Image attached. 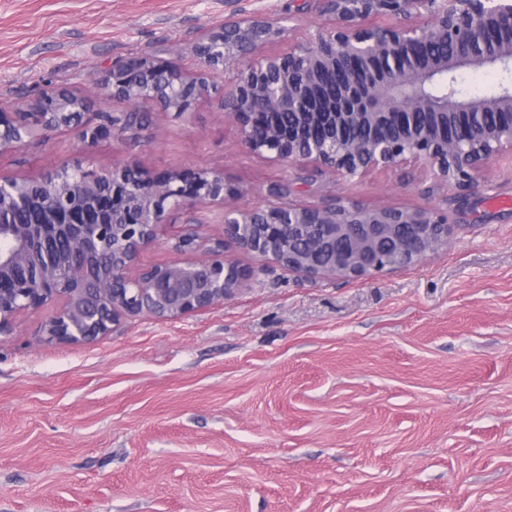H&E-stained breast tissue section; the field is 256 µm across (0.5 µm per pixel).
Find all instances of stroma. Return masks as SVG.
<instances>
[{
	"label": "stroma",
	"instance_id": "obj_1",
	"mask_svg": "<svg viewBox=\"0 0 512 512\" xmlns=\"http://www.w3.org/2000/svg\"><path fill=\"white\" fill-rule=\"evenodd\" d=\"M251 14L323 23L316 0H0V109L84 93L140 54L199 68L193 45ZM138 109L111 140L52 131L0 172L193 167L235 188L224 206H436L448 246L317 282L230 246L254 271L234 297L84 344L45 339L52 306L21 313L0 338V512H512V158L462 191L416 172L345 181L252 152L217 103ZM223 208L172 211L140 265L172 259L185 225L217 233Z\"/></svg>",
	"mask_w": 512,
	"mask_h": 512
}]
</instances>
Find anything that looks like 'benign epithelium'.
<instances>
[{
	"label": "benign epithelium",
	"instance_id": "benign-epithelium-1",
	"mask_svg": "<svg viewBox=\"0 0 512 512\" xmlns=\"http://www.w3.org/2000/svg\"><path fill=\"white\" fill-rule=\"evenodd\" d=\"M326 29L313 38L261 17L224 22L193 47L206 72L139 55L112 65L85 95L42 94L0 111V154L78 123L93 146L132 123L90 112L91 98L153 102L186 114L217 89L248 148L278 163L350 180L375 170H420L442 188H465L495 158L512 155V0H318ZM288 47L267 53V44ZM441 45L443 50L421 54ZM491 67V93H467L465 72ZM295 117L280 122L283 114ZM494 114L492 124L474 118ZM235 190L204 169L146 172L78 162L37 179L0 174V337L17 315L59 308L43 334L61 344L107 336L126 316L178 318L235 295L253 271L224 258L225 246L306 278L363 280L410 266L448 246V215L431 206L369 208L351 196L322 207L224 208L210 257L188 235L161 265L136 266L169 211L224 203ZM33 205L36 224L10 214Z\"/></svg>",
	"mask_w": 512,
	"mask_h": 512
}]
</instances>
